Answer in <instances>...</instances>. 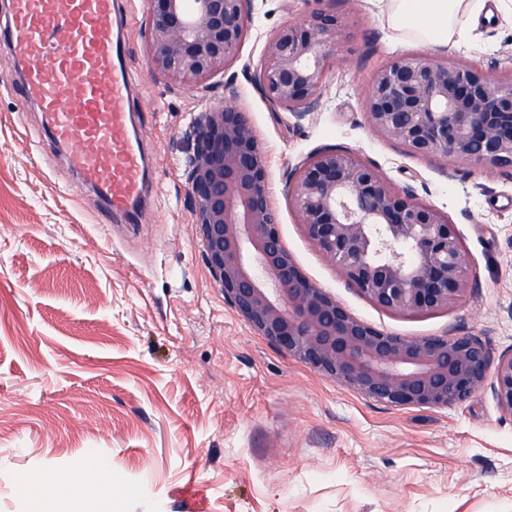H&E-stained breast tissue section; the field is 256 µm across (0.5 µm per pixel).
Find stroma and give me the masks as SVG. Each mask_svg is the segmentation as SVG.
<instances>
[{
	"label": "stroma",
	"instance_id": "1",
	"mask_svg": "<svg viewBox=\"0 0 512 512\" xmlns=\"http://www.w3.org/2000/svg\"><path fill=\"white\" fill-rule=\"evenodd\" d=\"M125 6L154 181L131 220L105 219L0 42V512H512V416L490 388L446 407L394 406L288 356L225 300L184 175L191 120L234 94L263 150L281 240L304 274L385 333L472 336L496 365L512 349V168L448 163L375 136L365 94L401 57L511 68L512 8L471 18L465 37L432 48L394 28L381 0H254L235 64L179 86L149 70V0ZM321 10L351 24L320 109L299 120L267 102L254 77L269 35ZM328 146L457 225L472 274L456 306L386 312L311 243L287 176ZM46 469L77 475V488L45 494L31 479Z\"/></svg>",
	"mask_w": 512,
	"mask_h": 512
}]
</instances>
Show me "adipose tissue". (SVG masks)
Here are the masks:
<instances>
[{"label": "adipose tissue", "instance_id": "1", "mask_svg": "<svg viewBox=\"0 0 512 512\" xmlns=\"http://www.w3.org/2000/svg\"><path fill=\"white\" fill-rule=\"evenodd\" d=\"M482 6V0H391L390 20L396 28L436 46L447 43L460 16Z\"/></svg>", "mask_w": 512, "mask_h": 512}]
</instances>
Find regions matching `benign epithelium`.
Masks as SVG:
<instances>
[{"mask_svg": "<svg viewBox=\"0 0 512 512\" xmlns=\"http://www.w3.org/2000/svg\"><path fill=\"white\" fill-rule=\"evenodd\" d=\"M150 2L148 66L174 85L224 71L253 20V0ZM347 26V16L322 10L275 30L256 76L262 96L300 120L316 111ZM365 108L376 135L414 154L512 168V69L491 75L427 55L400 58L372 76ZM187 136V193L205 260L259 335L390 404L447 406L487 382L477 339L384 333L307 279L282 245L247 113L231 102L211 104ZM288 197L308 239L377 307L425 315L454 307L467 293L471 271L456 225L393 190L352 151L327 147L309 155L292 174ZM490 387L512 416V350L498 358Z\"/></svg>", "mask_w": 512, "mask_h": 512, "instance_id": "obj_1", "label": "benign epithelium"}]
</instances>
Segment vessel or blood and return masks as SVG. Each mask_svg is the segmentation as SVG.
<instances>
[{"instance_id": "obj_1", "label": "vessel or blood", "mask_w": 512, "mask_h": 512, "mask_svg": "<svg viewBox=\"0 0 512 512\" xmlns=\"http://www.w3.org/2000/svg\"><path fill=\"white\" fill-rule=\"evenodd\" d=\"M118 8V0H9L0 26L26 65L25 97L39 104L72 168L113 214L137 207L145 179L128 127L126 46L110 31Z\"/></svg>"}]
</instances>
